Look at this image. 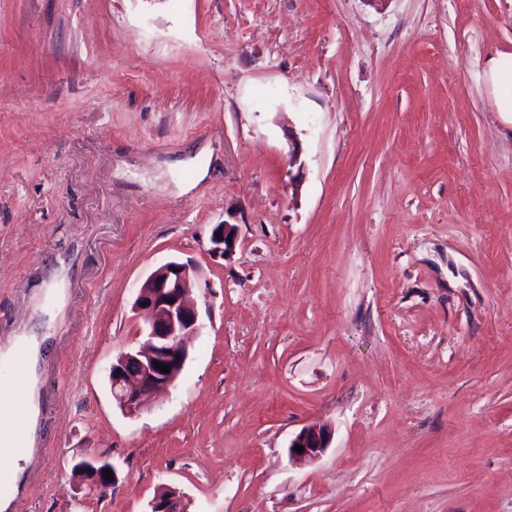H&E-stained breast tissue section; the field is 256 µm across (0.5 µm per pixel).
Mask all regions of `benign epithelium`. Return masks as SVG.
<instances>
[{"mask_svg":"<svg viewBox=\"0 0 512 512\" xmlns=\"http://www.w3.org/2000/svg\"><path fill=\"white\" fill-rule=\"evenodd\" d=\"M212 241L224 246L228 253L235 247L238 226L215 225ZM194 268L186 263L168 261L158 266L142 283L135 300V308L142 311L147 321L143 340L133 349L120 353L109 370L112 395L120 409L135 416L166 397L188 357L186 341L198 334V313L189 298ZM170 366L160 372L155 363ZM331 429L314 424L300 430L289 444V456L315 460L330 447ZM304 446L299 453L295 445ZM115 470L113 464L94 458H82L73 466V473L89 480L102 491L112 488L114 480L104 476V470ZM148 512H184L180 492L164 488L149 502Z\"/></svg>","mask_w":512,"mask_h":512,"instance_id":"obj_1","label":"benign epithelium"}]
</instances>
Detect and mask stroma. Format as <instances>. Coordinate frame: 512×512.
<instances>
[{"label":"stroma","instance_id":"stroma-1","mask_svg":"<svg viewBox=\"0 0 512 512\" xmlns=\"http://www.w3.org/2000/svg\"><path fill=\"white\" fill-rule=\"evenodd\" d=\"M499 53L512 0H0V372L38 347L7 512H512ZM171 260L200 332L130 417L109 367ZM331 429L327 425L314 424L304 427L292 439L288 446L289 456L296 459L315 460L323 455L330 446ZM296 444L304 446L303 453L294 450ZM110 469L113 475L111 480H107L104 476V470ZM73 473L82 480H90L100 490L106 492L114 484L115 467L109 462H101L94 458H81L73 466ZM147 512H184L180 492L171 488H163L149 502Z\"/></svg>","mask_w":512,"mask_h":512}]
</instances>
